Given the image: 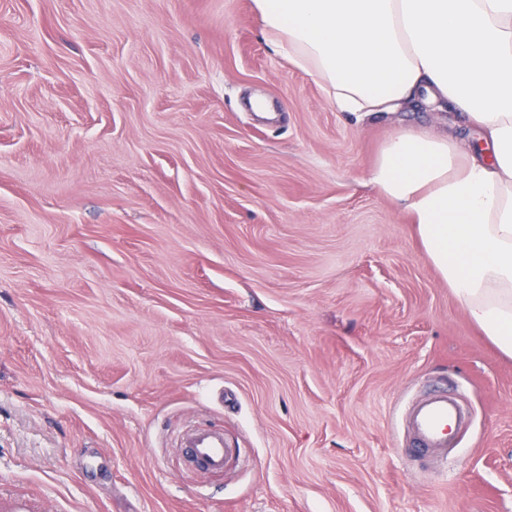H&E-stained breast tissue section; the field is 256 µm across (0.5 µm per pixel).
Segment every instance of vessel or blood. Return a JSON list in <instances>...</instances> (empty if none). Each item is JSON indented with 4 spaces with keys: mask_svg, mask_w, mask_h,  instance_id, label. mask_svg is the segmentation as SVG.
Masks as SVG:
<instances>
[{
    "mask_svg": "<svg viewBox=\"0 0 512 512\" xmlns=\"http://www.w3.org/2000/svg\"><path fill=\"white\" fill-rule=\"evenodd\" d=\"M470 412L456 391L435 385L413 399L405 410V421L418 457L432 454L447 457L458 431L464 430ZM180 446L187 461L201 471H221L235 463L238 449L232 448L222 430L194 427L185 431Z\"/></svg>",
    "mask_w": 512,
    "mask_h": 512,
    "instance_id": "b4317fda",
    "label": "vessel or blood"
}]
</instances>
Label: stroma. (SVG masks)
<instances>
[{"mask_svg":"<svg viewBox=\"0 0 512 512\" xmlns=\"http://www.w3.org/2000/svg\"><path fill=\"white\" fill-rule=\"evenodd\" d=\"M409 128L473 137L336 111L251 0H0V512H512V358L369 182ZM470 412L455 390L448 385H435L413 399L405 410V421L413 448L418 457L432 454L448 457L456 435L469 423ZM455 428L456 433L448 431ZM187 461L197 470L221 471L238 460L239 448H232L224 431L212 427H194L180 440Z\"/></svg>","mask_w":512,"mask_h":512,"instance_id":"obj_1","label":"stroma"}]
</instances>
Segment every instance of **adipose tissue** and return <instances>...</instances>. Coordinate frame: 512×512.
<instances>
[{
  "instance_id": "1",
  "label": "adipose tissue",
  "mask_w": 512,
  "mask_h": 512,
  "mask_svg": "<svg viewBox=\"0 0 512 512\" xmlns=\"http://www.w3.org/2000/svg\"><path fill=\"white\" fill-rule=\"evenodd\" d=\"M271 45L316 76L338 111L422 97L489 145L407 130L370 182L400 204L426 260L512 358V0H252Z\"/></svg>"
}]
</instances>
